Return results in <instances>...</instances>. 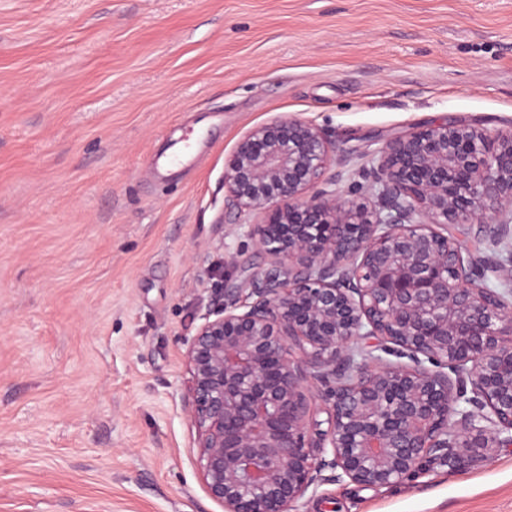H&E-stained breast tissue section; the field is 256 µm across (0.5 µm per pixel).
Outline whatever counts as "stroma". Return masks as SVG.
Segmentation results:
<instances>
[{"label":"stroma","instance_id":"35a3bbf8","mask_svg":"<svg viewBox=\"0 0 512 512\" xmlns=\"http://www.w3.org/2000/svg\"><path fill=\"white\" fill-rule=\"evenodd\" d=\"M276 117L344 198L412 127L512 129V0H0V512H224L186 341L270 265L223 176ZM299 510L512 512V447Z\"/></svg>","mask_w":512,"mask_h":512}]
</instances>
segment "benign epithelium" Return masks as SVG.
Wrapping results in <instances>:
<instances>
[{
	"label": "benign epithelium",
	"mask_w": 512,
	"mask_h": 512,
	"mask_svg": "<svg viewBox=\"0 0 512 512\" xmlns=\"http://www.w3.org/2000/svg\"><path fill=\"white\" fill-rule=\"evenodd\" d=\"M334 163L320 127L280 117L224 164L226 205L261 216L271 258L248 287L216 289L187 342L198 467L224 512H294L327 470L391 487L512 447V130L390 139L375 202L338 198ZM449 224L478 225L486 253Z\"/></svg>",
	"instance_id": "obj_1"
}]
</instances>
